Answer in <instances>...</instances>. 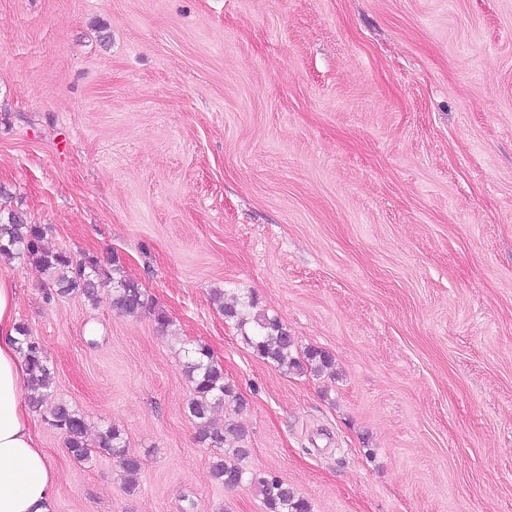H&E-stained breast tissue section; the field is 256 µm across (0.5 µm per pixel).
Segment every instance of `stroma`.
Returning a JSON list of instances; mask_svg holds the SVG:
<instances>
[{"label":"stroma","instance_id":"1","mask_svg":"<svg viewBox=\"0 0 512 512\" xmlns=\"http://www.w3.org/2000/svg\"><path fill=\"white\" fill-rule=\"evenodd\" d=\"M0 187L171 320L0 264L52 401L142 461L128 492L33 414L50 512H265L211 476L197 344L240 396L214 418L244 470L311 512H512V0H0ZM216 288L332 371L257 357Z\"/></svg>","mask_w":512,"mask_h":512}]
</instances>
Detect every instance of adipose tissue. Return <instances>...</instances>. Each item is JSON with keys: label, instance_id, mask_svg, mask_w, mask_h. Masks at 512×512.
<instances>
[{"label": "adipose tissue", "instance_id": "obj_1", "mask_svg": "<svg viewBox=\"0 0 512 512\" xmlns=\"http://www.w3.org/2000/svg\"><path fill=\"white\" fill-rule=\"evenodd\" d=\"M17 292L0 276V512H48L57 472L24 396L27 366L14 343Z\"/></svg>", "mask_w": 512, "mask_h": 512}]
</instances>
